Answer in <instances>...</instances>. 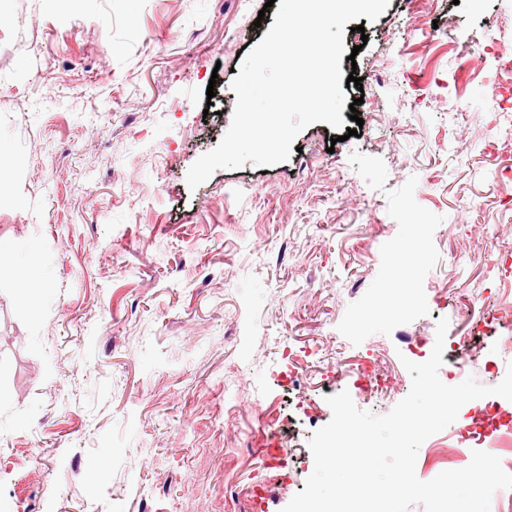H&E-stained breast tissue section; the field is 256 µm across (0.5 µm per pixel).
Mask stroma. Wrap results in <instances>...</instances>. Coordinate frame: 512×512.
I'll return each instance as SVG.
<instances>
[{"label":"stroma","instance_id":"1","mask_svg":"<svg viewBox=\"0 0 512 512\" xmlns=\"http://www.w3.org/2000/svg\"><path fill=\"white\" fill-rule=\"evenodd\" d=\"M266 0H0V512H282L328 396L388 412L399 355L512 303V0H390L345 32L356 136L288 161L189 168L227 131ZM479 46L480 63L461 50ZM214 97H207V89ZM43 280L25 288L30 269ZM371 362L387 389L353 386ZM482 400L420 447L466 467ZM105 460L103 470L93 464Z\"/></svg>","mask_w":512,"mask_h":512}]
</instances>
